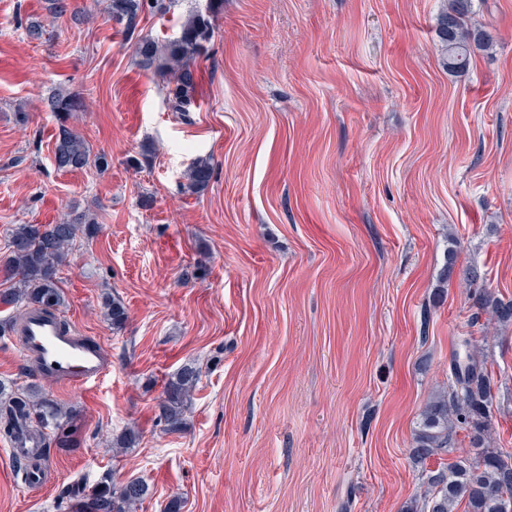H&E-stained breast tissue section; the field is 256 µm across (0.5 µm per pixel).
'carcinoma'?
<instances>
[{
	"label": "carcinoma",
	"instance_id": "obj_1",
	"mask_svg": "<svg viewBox=\"0 0 512 512\" xmlns=\"http://www.w3.org/2000/svg\"><path fill=\"white\" fill-rule=\"evenodd\" d=\"M164 0H108L110 20L123 26L127 40L134 41L142 66L166 77L172 111L188 117L194 102L195 70L193 61L211 38L209 17L193 14L180 26L178 36L163 41L134 38L140 15L163 9ZM473 12V0H448V8L438 18V37L442 63L450 73L470 69L474 53L488 49L493 38L483 30L472 29L467 19ZM51 111L59 117L54 159L57 167L78 170L91 165L103 167V156L91 157L84 137L65 124V115L84 106L77 93L54 90L48 98ZM213 176L209 159H196L186 172L184 188L204 189ZM95 217L80 214L63 217L56 224H16L9 233V256L0 260V272L13 281V287L0 294V301L24 302L27 307L58 312L64 305L59 288L60 272L67 264L69 250L79 234H91ZM480 309L490 319L505 325L512 323V301L504 302L485 292L479 298ZM105 315L114 326L127 320V311L117 298L104 302ZM463 352L455 353L449 364L448 391L429 401L421 413L415 433L414 457L419 463L435 454L450 456L448 466L425 476V489L418 512H512V452L488 446L493 420L495 394L489 371L473 337L460 340ZM198 368L185 365L164 385L158 404L159 422L169 433H179L186 425L185 413L192 390L199 380ZM32 390L14 391L0 382V435L16 437L22 419L39 432L47 447H63L68 435L60 420L75 416L46 398H36ZM464 433L469 451L455 454L454 436ZM149 495L142 480L116 485L108 476L92 489L85 502V512H131Z\"/></svg>",
	"mask_w": 512,
	"mask_h": 512
}]
</instances>
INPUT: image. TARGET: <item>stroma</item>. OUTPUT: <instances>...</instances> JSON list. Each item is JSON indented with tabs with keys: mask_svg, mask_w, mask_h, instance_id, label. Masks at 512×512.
<instances>
[{
	"mask_svg": "<svg viewBox=\"0 0 512 512\" xmlns=\"http://www.w3.org/2000/svg\"><path fill=\"white\" fill-rule=\"evenodd\" d=\"M67 3L54 19L0 0V257L13 225L93 214L61 313L112 367L62 386L0 337L1 382L76 411L42 487L0 437V512H72L63 490L107 475L148 484L135 512H407L448 461L411 452L465 336L497 388L491 442L512 448V325L471 323L476 292L512 299V0H474L493 45L459 76L440 61L448 0H165L141 35L197 12L213 27L185 120L107 0ZM58 86L83 96L67 124L107 169L56 168ZM198 157L214 174L192 193ZM192 363L186 428L165 432L164 384ZM131 427L136 447H116Z\"/></svg>",
	"mask_w": 512,
	"mask_h": 512,
	"instance_id": "obj_1",
	"label": "stroma"
}]
</instances>
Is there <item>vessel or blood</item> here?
Here are the masks:
<instances>
[{
  "label": "vessel or blood",
  "instance_id": "1",
  "mask_svg": "<svg viewBox=\"0 0 512 512\" xmlns=\"http://www.w3.org/2000/svg\"><path fill=\"white\" fill-rule=\"evenodd\" d=\"M16 344L24 357L36 362L43 376L68 386L93 384L110 366L95 338L62 325L57 315L26 314L17 324Z\"/></svg>",
  "mask_w": 512,
  "mask_h": 512
}]
</instances>
